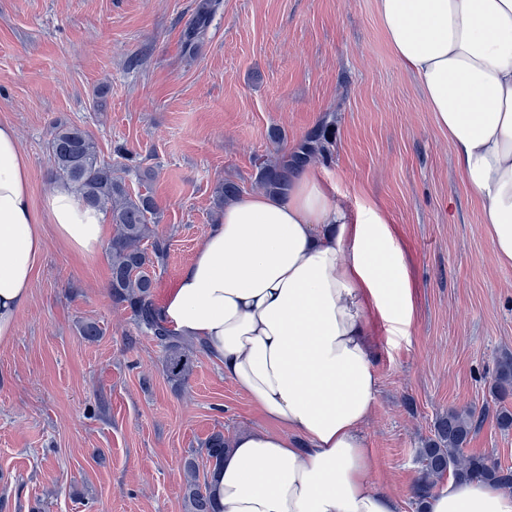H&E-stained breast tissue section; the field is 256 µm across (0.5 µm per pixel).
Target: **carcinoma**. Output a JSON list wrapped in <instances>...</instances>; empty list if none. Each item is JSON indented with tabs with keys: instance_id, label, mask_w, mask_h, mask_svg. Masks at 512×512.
I'll list each match as a JSON object with an SVG mask.
<instances>
[{
	"instance_id": "obj_1",
	"label": "carcinoma",
	"mask_w": 512,
	"mask_h": 512,
	"mask_svg": "<svg viewBox=\"0 0 512 512\" xmlns=\"http://www.w3.org/2000/svg\"><path fill=\"white\" fill-rule=\"evenodd\" d=\"M335 117L326 116L286 152L255 158L256 185L272 195H286L292 179L316 158H326L332 143ZM53 160V178L69 187L88 206L109 216L114 234L110 242V294L115 306L127 310L140 331L154 337L163 353L169 380L180 386L188 381L196 361L190 342L172 334L156 317L153 299L156 271L165 266L168 239L156 232L157 206L148 194L133 196L112 165L100 158V150L87 131L67 124L52 127L48 143ZM240 194L234 182L216 188L219 204ZM151 241V248L143 242ZM493 389L502 400L512 395V356L500 358ZM478 419L471 408H451L435 423L434 438L418 449L421 477L414 488L417 512H425L437 483L450 475L455 480L480 481L493 489L512 490V468L489 455H464L461 448L476 433ZM224 433H213L197 451L217 469L224 459ZM186 512H214L209 474H200L196 459L185 460Z\"/></svg>"
}]
</instances>
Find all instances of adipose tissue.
<instances>
[{
  "instance_id": "obj_1",
  "label": "adipose tissue",
  "mask_w": 512,
  "mask_h": 512,
  "mask_svg": "<svg viewBox=\"0 0 512 512\" xmlns=\"http://www.w3.org/2000/svg\"><path fill=\"white\" fill-rule=\"evenodd\" d=\"M376 10L448 135L496 261L512 266V0H376ZM44 215L72 251L100 252L104 217L70 190H53L36 213L17 133L0 124V342L30 301ZM412 314L389 224L368 208L350 214L316 168L287 196L225 206L157 309L274 424L233 439L212 480L218 512H397L369 480L360 428L379 393L370 318L394 334ZM426 512H512V495L452 480Z\"/></svg>"
}]
</instances>
